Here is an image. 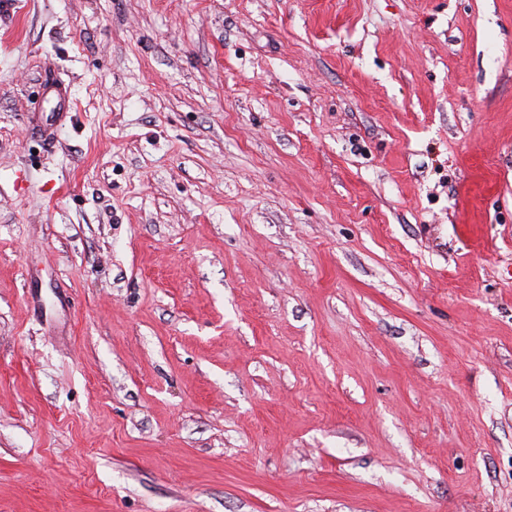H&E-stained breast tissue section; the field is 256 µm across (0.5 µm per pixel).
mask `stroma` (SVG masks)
Masks as SVG:
<instances>
[{
  "mask_svg": "<svg viewBox=\"0 0 512 512\" xmlns=\"http://www.w3.org/2000/svg\"><path fill=\"white\" fill-rule=\"evenodd\" d=\"M16 2L0 512H512V0Z\"/></svg>",
  "mask_w": 512,
  "mask_h": 512,
  "instance_id": "35a3bbf8",
  "label": "stroma"
}]
</instances>
